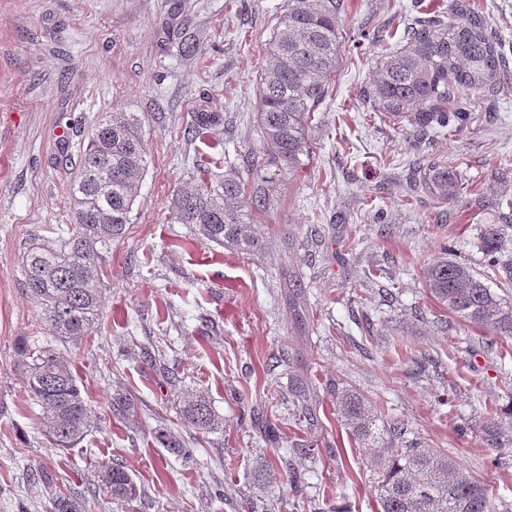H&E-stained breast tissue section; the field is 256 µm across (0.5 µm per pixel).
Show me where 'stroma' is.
Masks as SVG:
<instances>
[{
  "label": "stroma",
  "mask_w": 512,
  "mask_h": 512,
  "mask_svg": "<svg viewBox=\"0 0 512 512\" xmlns=\"http://www.w3.org/2000/svg\"><path fill=\"white\" fill-rule=\"evenodd\" d=\"M288 0H0V512H53L98 466L123 462L139 498L90 501L88 512H377L366 457L345 428L336 389L365 394L404 419L422 444L447 450L512 504V425L491 466L479 425L512 408V337L486 333L442 307L420 272L441 253L486 269L479 234L512 223V0H469L500 39L505 70L493 92H466L470 120L419 137L376 112L363 91L412 20L449 14L453 0H345L342 53L331 91L309 123L312 152L296 171L244 168L261 149L254 121L266 47ZM189 28L207 55L181 56ZM138 113L148 168L123 237L99 260L104 298L92 336L47 335L21 272L36 235L71 231L67 189L91 128ZM223 122L192 134L196 113ZM224 147L217 174L265 181L269 206L252 212L265 248L227 250L171 218V200ZM462 177L455 202L411 190L420 160ZM308 294L309 320L288 308L284 275ZM52 345L71 363L103 421L77 445L51 447L28 394L21 348ZM176 370L162 386L148 362ZM432 360L411 372L413 357ZM199 392L224 419L200 435L187 463L155 438L159 423L188 437L172 390ZM317 395L314 419L299 399ZM129 400V416L110 413ZM309 475L294 496L278 456Z\"/></svg>",
  "instance_id": "35a3bbf8"
}]
</instances>
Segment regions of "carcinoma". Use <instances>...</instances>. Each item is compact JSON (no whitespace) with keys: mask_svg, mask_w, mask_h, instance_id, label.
<instances>
[{"mask_svg":"<svg viewBox=\"0 0 512 512\" xmlns=\"http://www.w3.org/2000/svg\"><path fill=\"white\" fill-rule=\"evenodd\" d=\"M344 0H288L268 43L270 63L259 82V105L254 120L263 134L264 151L243 155L246 167L264 159L290 171L309 156L307 126L312 112L329 94L342 52L340 22ZM187 58L199 43L187 31L177 33ZM497 36L487 22L458 0L447 20H417L405 44L385 56L369 90L378 111L392 121H406L417 132L446 128L467 119L448 106L464 92L492 91L500 78ZM219 116L201 112L193 130L202 134L219 125ZM135 112H118L92 129L79 154L68 198L74 227L55 240L36 235L21 258L26 285L38 302L51 335L78 341L93 332L102 302L99 266L101 250L125 234L138 196L147 161ZM419 185L436 199L459 198V173L435 161L419 165ZM263 210L269 194L264 185L252 188L238 175L218 176L205 170L191 185L179 188L172 200V219L192 225L208 241L234 251L262 249L250 211ZM487 271L445 257L423 266L424 287L448 311L493 336L512 337V300L488 285L491 278L512 283V260H502L509 239L506 228L487 224L480 237ZM26 386L41 406L46 435L55 448H71L99 421L81 396L70 362L51 349L29 350ZM344 425L361 444L369 464L379 512H492L490 485L465 470L447 452L423 448L408 438L405 421L383 420L369 399L352 388L336 391ZM183 420L198 433L223 426L203 395L189 396L179 407ZM503 420L488 415L480 425L483 442L500 447ZM161 444L175 454L189 453V443L159 428ZM286 480L295 493L303 490V474L293 460L280 457ZM103 493L116 500H132L139 488L126 467L102 465L96 483L80 493L60 494L55 512H84L85 502Z\"/></svg>","mask_w":512,"mask_h":512,"instance_id":"cac0c4a2","label":"carcinoma"}]
</instances>
